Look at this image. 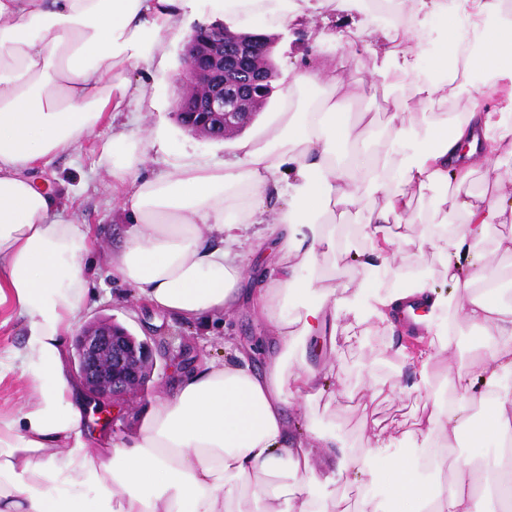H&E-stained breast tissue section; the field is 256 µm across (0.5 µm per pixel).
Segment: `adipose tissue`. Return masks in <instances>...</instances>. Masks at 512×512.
<instances>
[{"label": "adipose tissue", "instance_id": "1", "mask_svg": "<svg viewBox=\"0 0 512 512\" xmlns=\"http://www.w3.org/2000/svg\"><path fill=\"white\" fill-rule=\"evenodd\" d=\"M188 0H0V312L21 319L23 344L0 353V372L20 369L33 395L0 411V512H345L320 501L318 464L336 463V438L316 431L294 434L286 409L297 395L313 400L327 375L306 360L310 339L336 333L341 306L335 288L315 289L306 270L335 271L349 230L335 212H350L384 197L361 234L362 273L390 269L389 252L407 216L430 225L429 244L440 256L444 281L460 291L453 317L480 329V356L458 382L477 383L415 423L433 437L425 451L436 478L426 483L414 460L380 459L366 439L349 468L377 458L373 479L390 494L393 512H488L497 501L512 512V305L499 301L502 270L473 253L489 229L512 223V0H340L357 11V27L382 55L379 70L394 69L408 85L413 107L434 109L425 124L390 113L381 133L362 112H338L348 84L336 81L319 59L294 74L297 88L328 85V97L284 112L264 142L242 139L236 162L184 160L169 171L139 176L132 132L113 133L99 163L114 184H133L123 200L132 222L113 251V275L138 288L160 312L188 320L215 317L251 298L270 322L272 352L255 370L245 351L209 362L162 393L149 420L128 442L84 425L89 397L71 368L67 341L82 326L91 294V229L63 212L33 181L32 168L67 153L127 98H144L132 85L133 65H152L182 33ZM288 0H212L223 15H268L288 20ZM452 30L434 61V73L416 67L404 42L423 46L431 18ZM484 72L491 87L473 83ZM468 95L461 112L443 111L448 99ZM492 165L510 191L494 195L434 194L440 184H464L476 167ZM281 205L264 224L268 199ZM465 217L447 222L448 208ZM263 230L251 254L277 272L251 284L241 260L243 233ZM301 303L289 316V297ZM442 298L422 281L374 296L372 317L402 321L416 307L431 328ZM296 370H289V358ZM483 411L474 422L470 409ZM493 443L496 459L484 479L471 462L449 464L458 444ZM307 476L305 484L292 476Z\"/></svg>", "mask_w": 512, "mask_h": 512}]
</instances>
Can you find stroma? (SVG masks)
Here are the masks:
<instances>
[{
  "label": "stroma",
  "mask_w": 512,
  "mask_h": 512,
  "mask_svg": "<svg viewBox=\"0 0 512 512\" xmlns=\"http://www.w3.org/2000/svg\"><path fill=\"white\" fill-rule=\"evenodd\" d=\"M349 23L348 12L332 4L318 12L295 16L282 28L268 17L250 20V28L267 31L276 39L273 59L277 75L272 97L263 112L244 129V136L263 137L288 104L303 103L302 93L292 84V70L313 52L331 76L357 87L350 111L371 113L375 128L384 127L392 101L403 99L406 90L394 72L375 73L373 55L337 44V27ZM183 45V39L178 38L169 46L165 62L167 81L152 80L144 67L130 68V80L145 85V98L131 99L124 112L94 129L69 153L50 158L32 172L33 178L45 184L65 210L77 211L80 219L94 230L89 245L94 268L91 281L102 284L108 295L89 298L86 319H112L134 336L151 340L159 350L157 367L145 396L135 399L120 418L106 427L118 441L131 440L137 434L157 396L166 384L172 383L175 369L192 366L199 370L205 361L224 360L232 344L252 346L253 366L263 367L264 342L270 330L268 320L247 302L231 318L209 323L178 319L156 311L144 302L136 288L110 274L108 256L128 227L126 215L118 205L120 195L99 164L101 149L114 130L126 128L143 137L140 173L144 176L169 170L177 158H236L234 140L195 136L179 126L173 116ZM402 231L407 239L398 246L394 286H408L420 276L449 301H456L455 290L441 279L436 250L424 243L426 225L406 224ZM477 334V326L465 320L458 321L456 334L448 342L444 337L422 332L394 331L367 316L355 322L349 316L339 315L332 342L311 344L307 353L314 366L333 369L331 386L312 402L294 399L288 409L289 426L295 432L312 427L335 436L337 446L348 450L360 447L367 436L375 434L385 454L411 457L416 449L428 445L425 436L410 432L415 418L431 410L440 397L458 393L455 376L478 355L474 342Z\"/></svg>",
  "instance_id": "35a3bbf8"
}]
</instances>
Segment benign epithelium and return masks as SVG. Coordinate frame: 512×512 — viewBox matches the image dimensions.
Instances as JSON below:
<instances>
[{
  "instance_id": "benign-epithelium-1",
  "label": "benign epithelium",
  "mask_w": 512,
  "mask_h": 512,
  "mask_svg": "<svg viewBox=\"0 0 512 512\" xmlns=\"http://www.w3.org/2000/svg\"><path fill=\"white\" fill-rule=\"evenodd\" d=\"M270 44L222 20L197 24L187 36L173 112L190 133L229 139L264 107L271 86ZM76 375L98 419L148 390L157 360L146 340L110 319L83 325L73 336Z\"/></svg>"
}]
</instances>
